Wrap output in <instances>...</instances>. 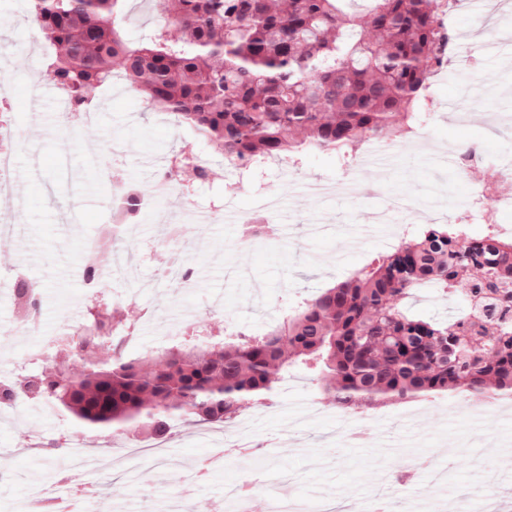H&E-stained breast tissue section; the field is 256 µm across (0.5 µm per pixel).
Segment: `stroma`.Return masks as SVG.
Listing matches in <instances>:
<instances>
[{
	"mask_svg": "<svg viewBox=\"0 0 512 512\" xmlns=\"http://www.w3.org/2000/svg\"><path fill=\"white\" fill-rule=\"evenodd\" d=\"M167 7V0H127L125 37L139 41ZM450 24L456 51L431 83L430 126L405 141L367 143L380 157L375 168L349 171L325 152L238 180L225 167L222 150L197 146L186 126L116 80L93 102L97 120L76 129L71 180L62 183L56 141L67 131L68 114L42 73L50 48L30 25L26 0H0V84L8 88L19 125L12 180L24 185L21 194L0 193V225L18 229L0 241V323L16 318L10 297L15 273L24 268L38 288L41 324L39 334L0 342L16 358L0 365V378L14 379L41 338L78 325L95 305L79 285L86 244L112 222L115 185L130 180L156 196L158 208L145 213L122 242L132 253L131 280H113L104 293L114 318L135 336L128 349L134 358L175 345L169 328L186 320L215 334L231 327L269 330L303 299L345 281L372 254L391 251L399 243V225L429 217L449 198L466 205L471 235L493 229L511 236L512 181L500 179L499 167L512 161V10L498 0H461ZM451 100L465 101L463 116L448 110ZM456 145L480 146L477 186L459 178L450 152ZM195 146L211 170L209 182L190 196L176 184L162 188L159 175L171 170L182 148ZM265 195L278 200L276 235L244 241L243 224L226 222L225 207L234 204L244 216ZM191 213L205 216V223L189 224L187 234L170 240L167 218ZM180 263L192 268L190 281L163 280L164 267ZM135 279H160L164 286L132 301ZM461 305V297L432 287L408 303L413 314L433 319L448 318ZM74 432L101 456L144 440L140 434L77 432L67 414L42 402L0 408V512H24L35 492L62 475L63 449L48 452L44 446ZM241 436L261 446L255 461L225 458L223 467L178 494L171 471L189 468ZM511 458L512 413L497 409L488 396L445 393L349 411L297 368L277 383L271 402L246 406L221 426L178 425L165 460L144 463L132 475L116 466L91 481L102 512L113 506L120 512H214L225 488L251 475L260 485L252 512H270L272 498L291 493L306 501L362 504L388 472L405 475L407 491L416 492L436 468L445 477L437 496L450 504L459 485L479 488L499 479Z\"/></svg>",
	"mask_w": 512,
	"mask_h": 512,
	"instance_id": "stroma-1",
	"label": "stroma"
}]
</instances>
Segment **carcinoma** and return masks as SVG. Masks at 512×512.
<instances>
[{
	"label": "carcinoma",
	"instance_id": "carcinoma-1",
	"mask_svg": "<svg viewBox=\"0 0 512 512\" xmlns=\"http://www.w3.org/2000/svg\"><path fill=\"white\" fill-rule=\"evenodd\" d=\"M127 0H27L30 24L52 46L45 71L82 112L120 76L152 107L174 115L245 160L296 163L310 151L352 160L367 141L403 137L419 123L432 78L453 58L455 32L441 23L456 0H171L154 33L122 34ZM180 168L203 184L191 153ZM124 220L141 217L135 183ZM462 293L446 321L405 308L413 291ZM34 285L16 283L13 306L35 312ZM129 328L108 303L64 337L52 368L0 383V405L46 400L93 430L140 432L162 441L173 422L221 424L272 396L301 367L326 381L341 408L448 394L512 395V237H471L466 225L422 224L348 280L298 304L266 333L184 340L147 360L124 355ZM86 373L70 371L72 359Z\"/></svg>",
	"mask_w": 512,
	"mask_h": 512
}]
</instances>
